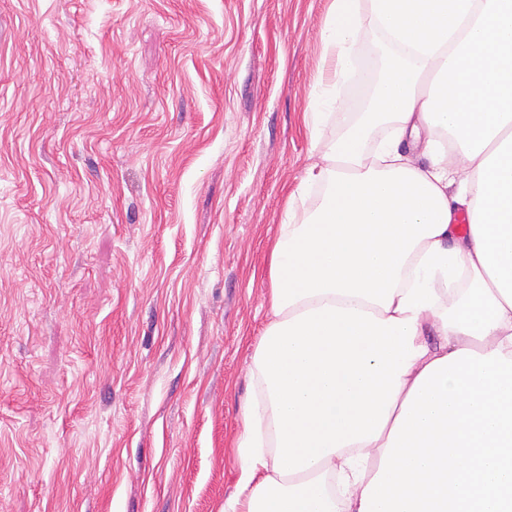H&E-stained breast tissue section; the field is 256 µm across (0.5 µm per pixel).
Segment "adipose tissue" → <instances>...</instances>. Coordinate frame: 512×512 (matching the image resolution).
Here are the masks:
<instances>
[{"mask_svg":"<svg viewBox=\"0 0 512 512\" xmlns=\"http://www.w3.org/2000/svg\"><path fill=\"white\" fill-rule=\"evenodd\" d=\"M366 21L411 51L280 226L222 512H512V0H333L332 87Z\"/></svg>","mask_w":512,"mask_h":512,"instance_id":"adipose-tissue-1","label":"adipose tissue"}]
</instances>
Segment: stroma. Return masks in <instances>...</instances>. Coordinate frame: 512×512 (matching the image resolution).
<instances>
[{
	"instance_id": "stroma-1",
	"label": "stroma",
	"mask_w": 512,
	"mask_h": 512,
	"mask_svg": "<svg viewBox=\"0 0 512 512\" xmlns=\"http://www.w3.org/2000/svg\"><path fill=\"white\" fill-rule=\"evenodd\" d=\"M332 0H0V512H221Z\"/></svg>"
}]
</instances>
